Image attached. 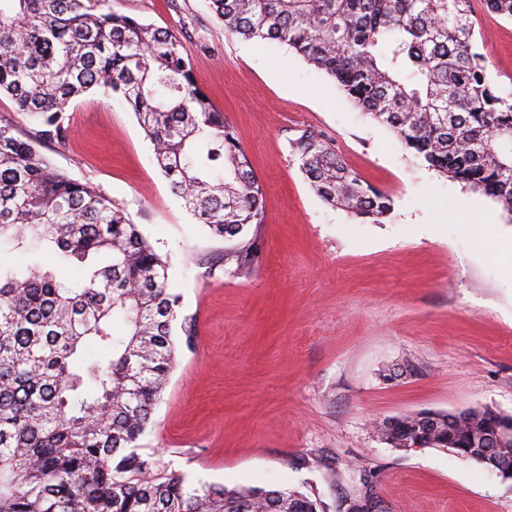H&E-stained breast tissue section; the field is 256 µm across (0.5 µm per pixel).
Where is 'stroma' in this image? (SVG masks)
Masks as SVG:
<instances>
[{"instance_id": "stroma-1", "label": "stroma", "mask_w": 512, "mask_h": 512, "mask_svg": "<svg viewBox=\"0 0 512 512\" xmlns=\"http://www.w3.org/2000/svg\"><path fill=\"white\" fill-rule=\"evenodd\" d=\"M173 32L263 189L260 266L225 274L152 159L132 109L75 100L57 168L119 204L177 275L196 344L182 350L138 446L228 487L302 488L324 512H512V481L438 448L399 450L376 425L420 411L512 414V216L416 160L288 45L229 34L208 0H108ZM489 78L512 92V20L476 6ZM389 195L376 224L325 203L290 148L302 132Z\"/></svg>"}]
</instances>
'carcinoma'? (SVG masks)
Listing matches in <instances>:
<instances>
[{
    "mask_svg": "<svg viewBox=\"0 0 512 512\" xmlns=\"http://www.w3.org/2000/svg\"><path fill=\"white\" fill-rule=\"evenodd\" d=\"M91 0H0V94L68 137L70 103L93 88L123 97L156 163L196 223L229 240L224 266L261 259L263 192L249 158L197 85L178 37ZM231 34L288 45L387 126L422 163L512 214V93L487 74L474 0H209ZM512 19V0H482ZM291 151L315 193L381 223L392 200L311 132ZM51 260L0 267V512H319L297 489L228 488L170 472L136 446L195 321L179 316L170 264L112 199L53 166L0 115V243ZM181 321V336L173 335ZM500 412L448 414L427 432L403 416L392 446L465 448Z\"/></svg>",
    "mask_w": 512,
    "mask_h": 512,
    "instance_id": "1",
    "label": "carcinoma"
}]
</instances>
